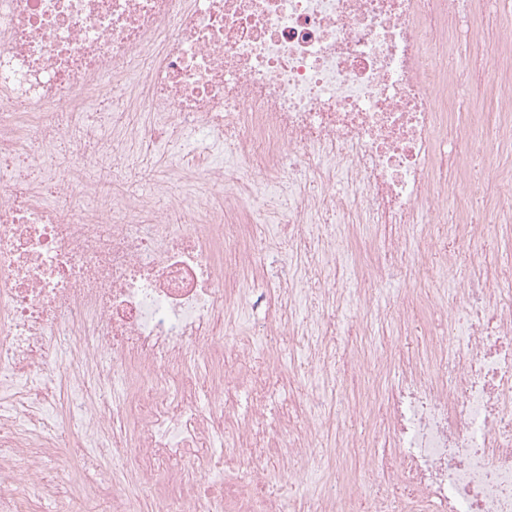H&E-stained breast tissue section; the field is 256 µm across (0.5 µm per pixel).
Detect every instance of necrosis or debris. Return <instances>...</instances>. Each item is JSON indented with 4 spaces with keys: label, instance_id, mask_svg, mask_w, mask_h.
I'll return each instance as SVG.
<instances>
[{
    "label": "necrosis or debris",
    "instance_id": "1",
    "mask_svg": "<svg viewBox=\"0 0 512 512\" xmlns=\"http://www.w3.org/2000/svg\"><path fill=\"white\" fill-rule=\"evenodd\" d=\"M512 0H0V512L21 477L56 512H512V290L448 292V335L344 358L381 407V455L336 425L335 389L271 408L260 339L308 373L334 365L343 299L367 329L406 321L378 303L414 244L403 305L423 300L435 225L477 244L472 200L512 193L489 145L512 148ZM496 70L487 87L484 75ZM111 109L94 111L103 91ZM203 154L161 164L173 139ZM79 154L66 164L65 146ZM366 231L360 250L350 231ZM295 245L300 262L262 256ZM261 287H253V280ZM264 309L261 334L235 315ZM237 331L232 352L222 333ZM247 392L248 401L226 391ZM263 432L304 510L271 496L236 449ZM76 447L60 481L58 449ZM131 455L103 485L107 448ZM318 455L317 467L307 459Z\"/></svg>",
    "mask_w": 512,
    "mask_h": 512
}]
</instances>
